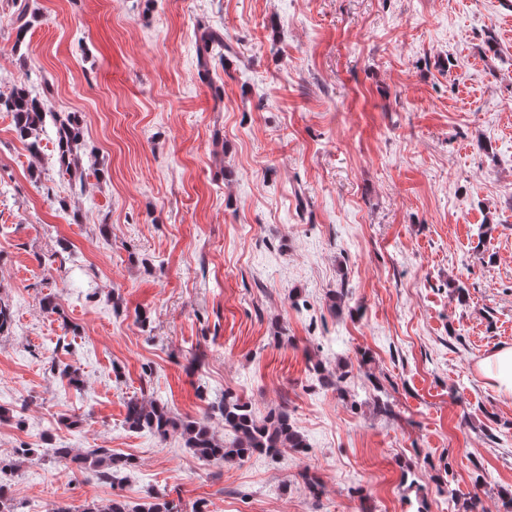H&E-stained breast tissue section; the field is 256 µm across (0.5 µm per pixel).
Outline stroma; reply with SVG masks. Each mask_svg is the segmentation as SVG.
Masks as SVG:
<instances>
[{"instance_id": "35a3bbf8", "label": "stroma", "mask_w": 512, "mask_h": 512, "mask_svg": "<svg viewBox=\"0 0 512 512\" xmlns=\"http://www.w3.org/2000/svg\"><path fill=\"white\" fill-rule=\"evenodd\" d=\"M22 82L85 175L0 112L16 512H498L512 398L476 365L512 346V0H0V95ZM227 393L287 407L305 452L210 463L125 422L154 401L228 443ZM53 121L56 148L62 169L65 170L71 180L81 183L84 171L81 156L76 147L81 138L83 139L82 131L72 116L65 118L55 116ZM53 455L60 460L76 463L85 473H91L97 479L109 481L112 479V469L128 465V460L112 456L106 448H96L79 453L73 448L52 449Z\"/></svg>"}]
</instances>
